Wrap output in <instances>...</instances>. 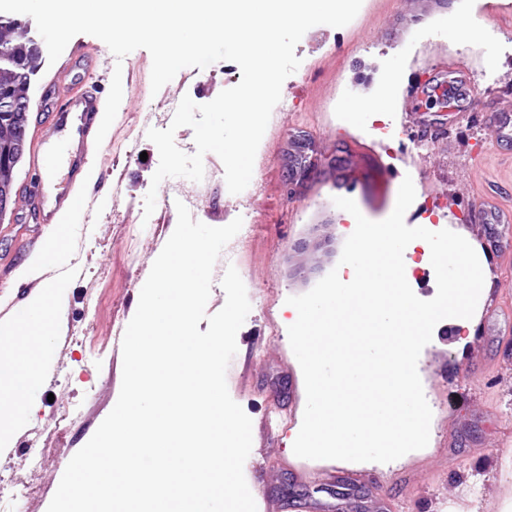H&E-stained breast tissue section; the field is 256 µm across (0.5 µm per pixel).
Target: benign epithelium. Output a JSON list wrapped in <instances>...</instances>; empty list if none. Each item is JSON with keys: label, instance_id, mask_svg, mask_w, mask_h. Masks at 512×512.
<instances>
[{"label": "benign epithelium", "instance_id": "obj_1", "mask_svg": "<svg viewBox=\"0 0 512 512\" xmlns=\"http://www.w3.org/2000/svg\"><path fill=\"white\" fill-rule=\"evenodd\" d=\"M41 57V41L30 38L22 46L18 70L4 73L0 84V220L10 207L17 166L28 146L30 97L16 92V82L23 71L35 66Z\"/></svg>", "mask_w": 512, "mask_h": 512}]
</instances>
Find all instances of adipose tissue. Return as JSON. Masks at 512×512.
Instances as JSON below:
<instances>
[{"instance_id":"adipose-tissue-1","label":"adipose tissue","mask_w":512,"mask_h":512,"mask_svg":"<svg viewBox=\"0 0 512 512\" xmlns=\"http://www.w3.org/2000/svg\"><path fill=\"white\" fill-rule=\"evenodd\" d=\"M62 236L49 240L31 275L39 284L32 291L25 310L0 319V446L10 431L22 430L31 418L35 392L41 383L39 365L54 354L53 334L46 324H57L59 313L53 306L57 288L63 284L55 270L62 255Z\"/></svg>"}]
</instances>
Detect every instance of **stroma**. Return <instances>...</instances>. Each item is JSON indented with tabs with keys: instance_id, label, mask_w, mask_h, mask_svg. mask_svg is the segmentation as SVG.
<instances>
[{
	"instance_id": "obj_1",
	"label": "stroma",
	"mask_w": 512,
	"mask_h": 512,
	"mask_svg": "<svg viewBox=\"0 0 512 512\" xmlns=\"http://www.w3.org/2000/svg\"><path fill=\"white\" fill-rule=\"evenodd\" d=\"M499 2L363 0L346 26L312 27L296 46L301 65L283 83L248 195L230 194L221 178L185 183L195 220L215 227L243 220L214 266L206 311L223 307L220 281L227 266H235L251 310L236 336L228 391L251 421L275 410L286 417L279 429L254 438L244 468L270 512H294L301 502L308 512H448L460 496L472 501L473 512H506L512 504V479L500 471L501 456L512 454V263L485 264L482 301L503 307L494 318L496 335H482L477 319L465 329L443 320L420 354L432 410L427 447L390 463L316 462L289 448L306 394L289 343L286 300L311 290L339 262L347 234L332 181L350 162L354 143L411 176L416 196L404 216L411 227L424 226L433 206L450 230L472 236L470 210L481 201L480 189L512 187V157L500 153L488 131L496 98L512 95V20L493 12ZM458 18L475 23L476 41L450 42L449 22ZM443 61L469 71L473 95L457 107L470 121L449 124L447 112L426 103L427 118L447 130L444 139L421 146L413 140L417 115L405 90ZM151 67L142 48L122 61L125 94L91 171L92 179L119 187L93 196V220L73 228L74 258L57 301L63 324L53 337L54 356L43 366L39 410L9 447H0V475L17 483L0 512H47L70 459L118 399L122 352L113 336L132 319L143 278L175 229L171 222L143 221L149 189L157 191L156 214L164 213L170 196L167 183L151 185L159 153L146 130L171 124L163 113L170 98L187 95L204 104L242 78L237 64L219 61L182 69L155 93ZM383 85L398 90L395 108L362 127L348 126L341 99L371 97ZM381 124L389 136L379 134ZM42 176L35 153H26L12 210L0 221V318L20 309L35 286L24 274L44 251L50 227L34 223L26 195ZM303 241L308 251H299ZM472 359L483 363L484 373L467 383L451 366ZM256 460L262 471L253 470Z\"/></svg>"
}]
</instances>
